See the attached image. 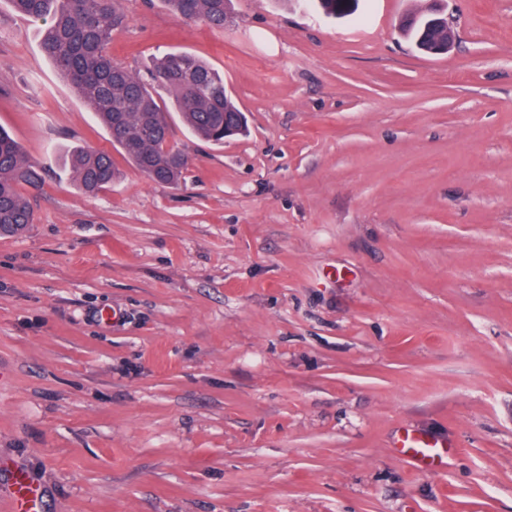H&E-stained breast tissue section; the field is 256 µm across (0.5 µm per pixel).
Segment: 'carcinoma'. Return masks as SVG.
I'll return each mask as SVG.
<instances>
[{
  "label": "carcinoma",
  "instance_id": "cac0c4a2",
  "mask_svg": "<svg viewBox=\"0 0 512 512\" xmlns=\"http://www.w3.org/2000/svg\"><path fill=\"white\" fill-rule=\"evenodd\" d=\"M14 11L46 22L41 48L59 75L70 84L102 122L107 132L123 126L126 139L138 141L136 151L121 148L136 166L157 183L176 184L185 163L170 145L168 114H181L193 135L220 142L246 130L245 117L224 89V74L188 52L169 53L156 61L147 76L112 62L108 45L125 21L123 0H9ZM231 0H161L174 16L200 19L222 29ZM403 28L418 50L438 55L448 44V18L435 0L409 15ZM173 95L172 105L158 102L155 86ZM82 190L95 194L121 177L110 154L85 147L68 153ZM41 176L25 158L21 144L0 129V235H12L34 223L25 186L36 187Z\"/></svg>",
  "mask_w": 512,
  "mask_h": 512
}]
</instances>
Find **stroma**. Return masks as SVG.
Returning a JSON list of instances; mask_svg holds the SVG:
<instances>
[{"label": "stroma", "mask_w": 512, "mask_h": 512, "mask_svg": "<svg viewBox=\"0 0 512 512\" xmlns=\"http://www.w3.org/2000/svg\"><path fill=\"white\" fill-rule=\"evenodd\" d=\"M233 0L223 29L123 0L114 63L186 51L249 133L176 185L118 149L0 0V126L42 171L0 236V512H512V0ZM109 152L89 195L66 162ZM415 426L439 474L395 451ZM424 6L417 12L410 14L403 22V28L418 50L439 55L448 44V29H452L447 17L440 15L435 7V0L424 1ZM429 2V3H428ZM451 44H448V50ZM68 157L75 179L86 193H98L121 177L107 152L78 146L70 150ZM394 448L414 470L431 474L447 469L449 460L458 452L448 443V439L438 438L414 427L401 430ZM13 493L17 502L19 512H35L41 499V492L38 486L23 473H16L12 482Z\"/></svg>", "instance_id": "1"}]
</instances>
